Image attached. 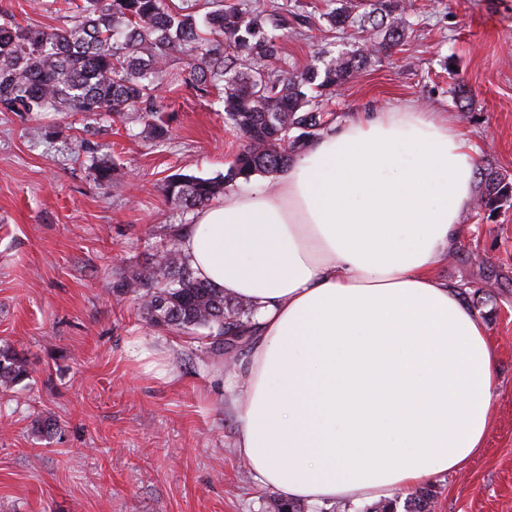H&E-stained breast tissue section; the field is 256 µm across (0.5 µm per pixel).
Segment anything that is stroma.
<instances>
[{
  "instance_id": "stroma-1",
  "label": "stroma",
  "mask_w": 512,
  "mask_h": 512,
  "mask_svg": "<svg viewBox=\"0 0 512 512\" xmlns=\"http://www.w3.org/2000/svg\"><path fill=\"white\" fill-rule=\"evenodd\" d=\"M402 46L369 59L328 108L336 120L375 106L450 113L479 150V193L512 189V0H409ZM310 35L289 30L281 66L317 51L362 47L359 26L330 29L324 0H288ZM32 29L64 25L45 0H0ZM172 135L162 147L140 121L0 112V345L32 374L0 392V512H266L234 446L223 359L202 341L160 331L134 290L114 285L161 249L193 210L162 192L173 173L222 176L242 147L224 128L217 91L161 86ZM114 163L120 191L100 185ZM438 275L459 287L498 348V391L486 444L440 475L435 512H512V192L464 213ZM166 363L134 362L135 343ZM58 431L45 438L38 421Z\"/></svg>"
}]
</instances>
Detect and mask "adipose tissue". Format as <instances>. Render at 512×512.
<instances>
[{"mask_svg": "<svg viewBox=\"0 0 512 512\" xmlns=\"http://www.w3.org/2000/svg\"><path fill=\"white\" fill-rule=\"evenodd\" d=\"M477 195L452 120L389 106L331 124L275 190L180 226L196 276L254 307L224 405L260 486L315 507L388 498L483 448L497 351L435 272Z\"/></svg>", "mask_w": 512, "mask_h": 512, "instance_id": "obj_1", "label": "adipose tissue"}]
</instances>
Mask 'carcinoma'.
<instances>
[{
    "mask_svg": "<svg viewBox=\"0 0 512 512\" xmlns=\"http://www.w3.org/2000/svg\"><path fill=\"white\" fill-rule=\"evenodd\" d=\"M66 14L61 27L31 30L0 11V112L31 115L76 112L123 121L136 114L146 136L162 146L169 123L161 112L158 80L189 86L201 94L220 90L224 124L242 141L226 173L202 178L176 173L165 178L167 201L185 209L208 205L224 185L248 181L257 173H277L333 122L319 98L363 69L370 54L362 49L329 57L322 66L300 71L277 68L282 60L284 30L304 27L306 16L280 6L226 5L224 0H52ZM207 8L199 16V7ZM373 9L354 15L351 0L324 13L333 28L359 22L374 34L375 54H388L405 35L400 0H374ZM184 67L169 69L175 59ZM97 175L109 188L120 180L107 160ZM143 313L163 330L190 333L207 329L208 352L224 354L222 336L244 334L252 305L224 295L198 280L180 248L178 229L168 232V247L131 271ZM30 377L26 359L0 346V387L13 388ZM431 512L436 491L431 485L375 504L364 512ZM268 512H309L307 505L281 497L270 499Z\"/></svg>",
    "mask_w": 512,
    "mask_h": 512,
    "instance_id": "cac0c4a2",
    "label": "carcinoma"
}]
</instances>
